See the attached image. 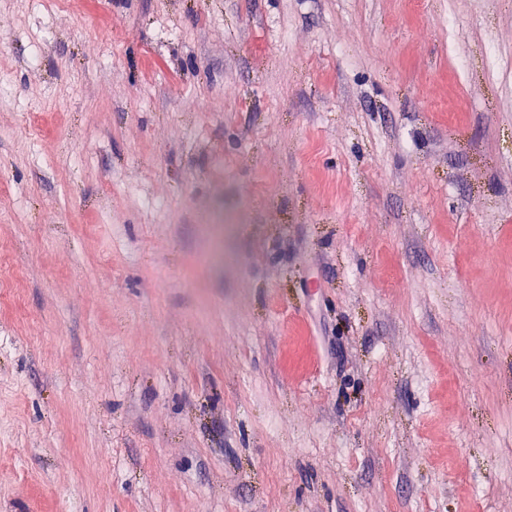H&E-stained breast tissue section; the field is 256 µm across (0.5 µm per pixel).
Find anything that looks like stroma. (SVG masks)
Listing matches in <instances>:
<instances>
[{
  "mask_svg": "<svg viewBox=\"0 0 512 512\" xmlns=\"http://www.w3.org/2000/svg\"><path fill=\"white\" fill-rule=\"evenodd\" d=\"M0 55V512H512V0H0Z\"/></svg>",
  "mask_w": 512,
  "mask_h": 512,
  "instance_id": "35a3bbf8",
  "label": "stroma"
}]
</instances>
